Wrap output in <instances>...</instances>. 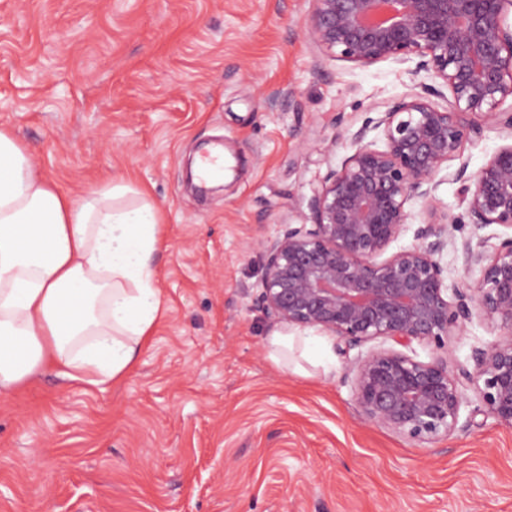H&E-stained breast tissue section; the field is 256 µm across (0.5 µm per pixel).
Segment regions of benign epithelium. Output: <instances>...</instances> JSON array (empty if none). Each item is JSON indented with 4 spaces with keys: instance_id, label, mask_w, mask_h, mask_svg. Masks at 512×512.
I'll list each match as a JSON object with an SVG mask.
<instances>
[{
    "instance_id": "1",
    "label": "benign epithelium",
    "mask_w": 512,
    "mask_h": 512,
    "mask_svg": "<svg viewBox=\"0 0 512 512\" xmlns=\"http://www.w3.org/2000/svg\"><path fill=\"white\" fill-rule=\"evenodd\" d=\"M307 36L330 56L370 66L416 61L432 83L349 137L350 154L308 200V224L262 240L264 276L256 305L272 320L315 328L348 347L390 342L358 355L354 395L364 421L419 442L452 434L469 386L487 416L512 426V234L492 253L466 243L465 269L480 278L448 289L442 254L449 226L424 221L417 244L388 249L416 201L433 215L441 180L462 183L470 223L512 229V143L475 171L462 149L489 124L512 137V0H314ZM447 97L441 108L428 96ZM372 131L380 141L368 139ZM459 166L450 170L449 162ZM497 332L452 370L448 343L473 320ZM429 351L421 360L412 348Z\"/></svg>"
}]
</instances>
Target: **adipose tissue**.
Segmentation results:
<instances>
[{"instance_id":"adipose-tissue-1","label":"adipose tissue","mask_w":512,"mask_h":512,"mask_svg":"<svg viewBox=\"0 0 512 512\" xmlns=\"http://www.w3.org/2000/svg\"><path fill=\"white\" fill-rule=\"evenodd\" d=\"M129 186L75 199L0 130V395L44 371L99 388L136 361L163 312L156 207Z\"/></svg>"}]
</instances>
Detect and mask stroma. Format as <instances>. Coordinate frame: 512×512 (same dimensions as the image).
Listing matches in <instances>:
<instances>
[{"label": "stroma", "instance_id": "obj_1", "mask_svg": "<svg viewBox=\"0 0 512 512\" xmlns=\"http://www.w3.org/2000/svg\"><path fill=\"white\" fill-rule=\"evenodd\" d=\"M313 0H0V129L63 193L143 192L167 246L165 313L121 383L46 373L0 395V512H512V427L478 414L429 444L363 421L358 349L268 356L284 331L254 299L259 241L300 224L372 107L420 91L410 64L367 67L309 40ZM222 145L213 189L189 177ZM457 244L494 251L505 227L469 224L459 184L436 192ZM455 248L449 286L474 282ZM496 335L448 345L472 366Z\"/></svg>", "mask_w": 512, "mask_h": 512}]
</instances>
